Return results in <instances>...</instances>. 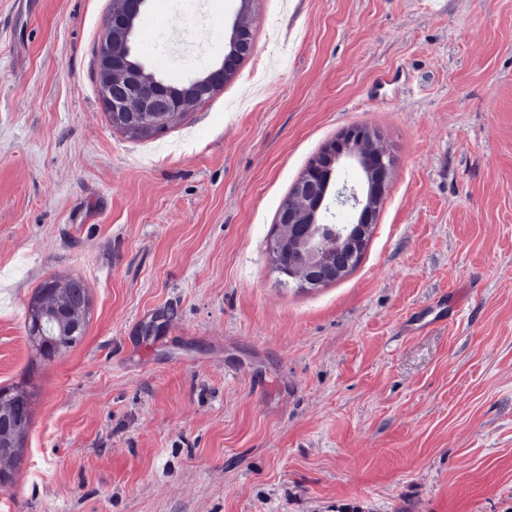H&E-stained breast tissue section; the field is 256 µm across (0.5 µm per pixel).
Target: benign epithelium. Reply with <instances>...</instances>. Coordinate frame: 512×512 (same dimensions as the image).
Instances as JSON below:
<instances>
[{"label":"benign epithelium","instance_id":"7a95c632","mask_svg":"<svg viewBox=\"0 0 512 512\" xmlns=\"http://www.w3.org/2000/svg\"><path fill=\"white\" fill-rule=\"evenodd\" d=\"M112 19L105 27L97 50L98 85L104 105L110 112H121L135 103L138 111L147 114L165 110L180 112L186 99L205 98L224 88L243 53L232 51L220 66L204 77L183 83L174 94L145 67L131 62L132 39L136 25L144 14L147 0H117ZM126 79L121 97L112 93V74ZM326 171L315 177H302L296 194L302 203L288 206L279 217V228L269 243L271 263L276 268L293 272L304 268L310 273L304 286H320L350 271L360 259L368 241L373 213L383 200L391 177L392 162L360 143H336L325 150ZM355 170L360 178L352 185L342 181V172ZM334 202L347 207L353 218L345 224L321 223L324 204Z\"/></svg>","mask_w":512,"mask_h":512}]
</instances>
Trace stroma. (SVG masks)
<instances>
[{
    "instance_id": "stroma-1",
    "label": "stroma",
    "mask_w": 512,
    "mask_h": 512,
    "mask_svg": "<svg viewBox=\"0 0 512 512\" xmlns=\"http://www.w3.org/2000/svg\"><path fill=\"white\" fill-rule=\"evenodd\" d=\"M197 2H147L165 81L224 57L240 2ZM109 4L0 0V387L32 394L0 512H512V0H253L235 77L139 141L98 94ZM355 124L389 192L358 267L298 288L279 206ZM51 277L91 308L46 359ZM71 288L64 297L58 296L56 289L58 281L48 279L35 291L28 307V335L34 343L39 354L51 359L61 350L75 345L85 334L87 317L90 309V294L87 285L80 278H72ZM62 302V303H60ZM57 307H66L69 315V323L66 325L65 338L46 346L42 342L36 345L37 336H50L61 339L63 336H55L53 327L48 320L40 316L39 311L52 314ZM39 309V310H38Z\"/></svg>"
}]
</instances>
